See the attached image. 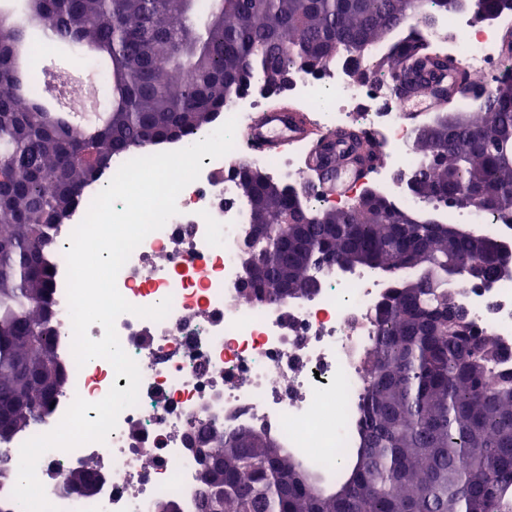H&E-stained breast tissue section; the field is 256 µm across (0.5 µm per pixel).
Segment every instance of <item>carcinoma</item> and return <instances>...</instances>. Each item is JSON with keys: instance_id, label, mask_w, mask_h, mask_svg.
Wrapping results in <instances>:
<instances>
[{"instance_id": "1", "label": "carcinoma", "mask_w": 512, "mask_h": 512, "mask_svg": "<svg viewBox=\"0 0 512 512\" xmlns=\"http://www.w3.org/2000/svg\"><path fill=\"white\" fill-rule=\"evenodd\" d=\"M201 0H39L38 17L14 21L0 42V396H14L0 447L36 424L65 378L51 328L47 253L83 186L112 156L186 138L214 122L229 101L264 76L270 97L286 73L314 74L349 53L359 73L371 48L403 17L462 0H224L197 25ZM89 47L107 59V122L91 136L42 108L53 74L27 68L17 90L16 59L37 39ZM413 81L448 70L414 29L393 41L382 76ZM428 201L456 202L472 191L484 210L512 218V76L499 82L465 123H448L433 144L415 142ZM246 200L266 225L253 262L287 273V287L255 280L241 292L288 299L311 294L318 263L358 265L393 275L375 313L374 351L360 406L356 448L328 487L290 449L249 428L200 437L214 467L198 475L201 512H512V372L487 384L498 356L493 337L460 306L448 307V257L483 261L484 280L504 264L495 240L439 218H424L374 191L364 203L313 212L295 188L243 170ZM310 222L285 232L286 214ZM91 471L66 482L85 492Z\"/></svg>"}]
</instances>
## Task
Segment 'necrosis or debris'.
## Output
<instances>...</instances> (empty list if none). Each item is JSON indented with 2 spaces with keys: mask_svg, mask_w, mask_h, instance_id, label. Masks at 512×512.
<instances>
[{
  "mask_svg": "<svg viewBox=\"0 0 512 512\" xmlns=\"http://www.w3.org/2000/svg\"><path fill=\"white\" fill-rule=\"evenodd\" d=\"M477 13V0H467L454 14H417L410 25L425 32L435 48L462 61L477 84L491 88L507 61L501 34L512 29V11L499 12L490 22L477 20ZM290 95L320 129L354 126L383 146L364 184L336 198L307 195L304 205L344 207L368 185L419 210L418 201L405 196L397 183L398 175L414 171L419 159L414 129L390 81L353 80L342 57L317 73L299 74ZM131 158L128 152L114 155L111 168L85 185L80 203L57 228L49 262L56 350L66 386L42 421L15 437L10 458L19 457L28 439L51 431L75 398L93 403L110 388L129 385L106 360L92 368L76 364L65 252L95 196ZM201 163L198 180L177 198L178 214L147 235L117 277L119 292L133 305L172 300L163 320L130 313L116 320L120 344L141 372L137 405L120 413L106 442L51 450L38 462L37 476L59 512H154L164 494L175 495L182 512H198V466L185 435L200 424L272 434L328 475L334 474L342 449L357 444L373 318L392 281L367 270L347 276L325 267L321 288L312 297L274 305L242 303L239 254L251 211L238 194L232 170L248 164L293 187L305 181V170L297 152L247 154L238 147L217 159L203 157ZM452 288L477 328L495 338L502 370H512V271L485 286L461 278ZM76 468L106 469L112 480L93 494L79 495L65 480Z\"/></svg>",
  "mask_w": 512,
  "mask_h": 512,
  "instance_id": "necrosis-or-debris-1",
  "label": "necrosis or debris"
}]
</instances>
